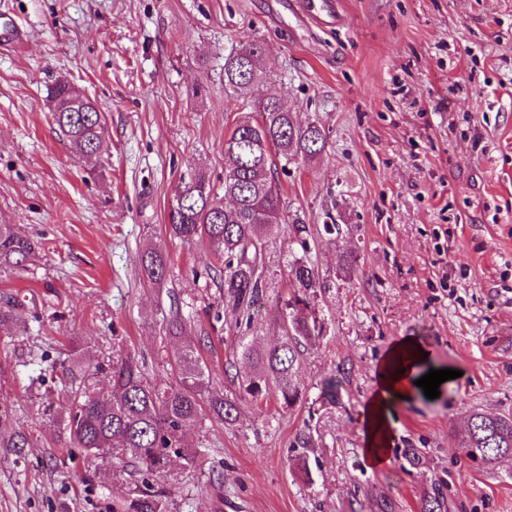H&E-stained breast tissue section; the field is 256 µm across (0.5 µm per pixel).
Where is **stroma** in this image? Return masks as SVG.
<instances>
[{"mask_svg":"<svg viewBox=\"0 0 512 512\" xmlns=\"http://www.w3.org/2000/svg\"><path fill=\"white\" fill-rule=\"evenodd\" d=\"M276 2L0 0L22 29L0 45V224L39 243L23 268L0 267L14 314L0 329V512H113L147 485L168 512H377L383 497L421 512L436 491L448 512H512V458L489 470L460 443L471 412L512 413V0H339L332 25L273 23ZM252 40L270 74L261 93L327 144L277 174L308 245L280 225L246 317L209 250L166 225L180 175L224 178V138L244 110L224 90V57ZM62 80L105 116L97 157L74 153L52 120ZM148 247L169 259L159 290L139 276ZM305 249L323 331L298 365L296 407L242 398L235 422L203 414L185 435L195 467L159 475L67 446L56 417L72 391H105L129 353L165 385L184 344L209 335V385L235 395L225 370L247 372L242 346L282 340L287 261ZM176 311L180 339L164 332ZM409 336L460 376L394 408L388 460L374 466L361 412L382 356ZM76 345L86 360L72 375Z\"/></svg>","mask_w":512,"mask_h":512,"instance_id":"obj_1","label":"stroma"}]
</instances>
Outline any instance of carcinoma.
Wrapping results in <instances>:
<instances>
[{"label":"carcinoma","instance_id":"obj_1","mask_svg":"<svg viewBox=\"0 0 512 512\" xmlns=\"http://www.w3.org/2000/svg\"><path fill=\"white\" fill-rule=\"evenodd\" d=\"M257 41L240 45L224 58V90L244 99L245 112L235 120L224 139V182L217 192L209 176L195 170L180 176L169 202V234L183 241L201 240L220 263L224 297L235 306L251 309L262 292L258 270L263 262L268 235L286 223V208L276 177V159L306 160L324 151L326 137L314 124L300 126L292 113L278 108L276 100L259 96ZM53 119L75 152L82 156L100 152L104 142V117L98 112H65L70 85L57 83L52 91ZM292 230L303 255L289 263L294 293L288 298L285 316L287 336L267 351L249 346L242 356L250 371L237 379L238 393L255 400L274 396L284 407H293L301 389L295 380L303 347L320 335L323 324L311 308L321 287L320 275L304 234L305 224L294 221ZM39 243L0 224V265L22 267ZM143 281L153 288L166 283L168 258L147 248L139 256ZM199 345L185 346L177 357L176 381L160 388L152 384L144 362L128 354L118 360L109 375L110 394L77 393L64 419L70 443L96 455H109L152 473H160L175 458L192 468L196 452L185 447L186 430L203 410L221 421L237 417V401L217 389L204 390L208 366ZM461 445L473 460L493 467L512 457V416L470 415ZM126 512H166L159 495L144 492L124 505Z\"/></svg>","mask_w":512,"mask_h":512}]
</instances>
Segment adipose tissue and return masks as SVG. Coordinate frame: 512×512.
<instances>
[{
    "label": "adipose tissue",
    "mask_w": 512,
    "mask_h": 512,
    "mask_svg": "<svg viewBox=\"0 0 512 512\" xmlns=\"http://www.w3.org/2000/svg\"><path fill=\"white\" fill-rule=\"evenodd\" d=\"M425 347L416 338L396 341L377 368L376 388L362 410L365 455L379 465L387 460L391 438L389 417L402 400L414 399L421 390L416 381L430 368L424 357Z\"/></svg>",
    "instance_id": "adipose-tissue-1"
}]
</instances>
